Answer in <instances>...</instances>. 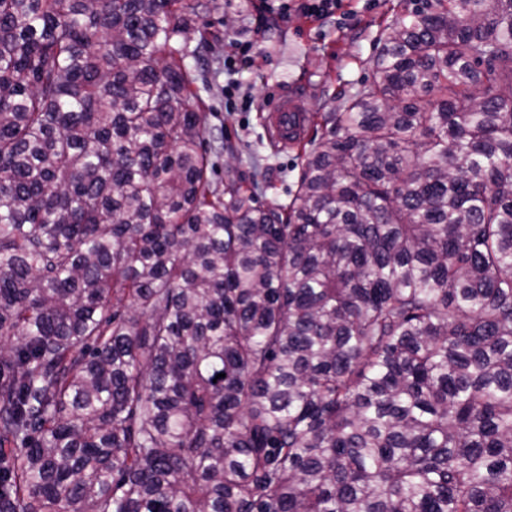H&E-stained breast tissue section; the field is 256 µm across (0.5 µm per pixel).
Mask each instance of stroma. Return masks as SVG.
I'll return each instance as SVG.
<instances>
[{
  "instance_id": "1",
  "label": "stroma",
  "mask_w": 512,
  "mask_h": 512,
  "mask_svg": "<svg viewBox=\"0 0 512 512\" xmlns=\"http://www.w3.org/2000/svg\"><path fill=\"white\" fill-rule=\"evenodd\" d=\"M401 0H345L355 14L346 27L334 20L312 22L299 14L279 23L266 35L250 23L249 0H218L203 17L210 48L195 64L201 107L208 114L213 181L231 179L257 189L261 205L288 203L297 188L301 151L273 149L265 136L262 115L278 91L303 94L311 113L338 110L373 76V60L386 26L401 19ZM252 40L256 52L248 69L237 74L245 112L224 106V56L236 43Z\"/></svg>"
}]
</instances>
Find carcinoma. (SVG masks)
<instances>
[{"label":"carcinoma","instance_id":"cac0c4a2","mask_svg":"<svg viewBox=\"0 0 512 512\" xmlns=\"http://www.w3.org/2000/svg\"><path fill=\"white\" fill-rule=\"evenodd\" d=\"M213 6L0 0V512H512V0L404 8L282 207Z\"/></svg>","mask_w":512,"mask_h":512}]
</instances>
